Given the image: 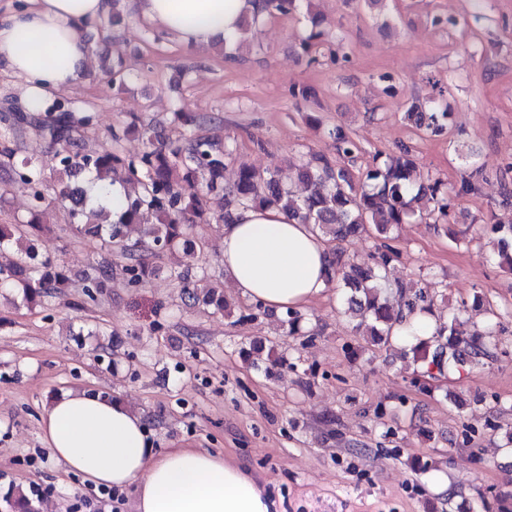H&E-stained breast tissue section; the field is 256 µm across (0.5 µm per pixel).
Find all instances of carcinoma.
Segmentation results:
<instances>
[{"label": "carcinoma", "mask_w": 512, "mask_h": 512, "mask_svg": "<svg viewBox=\"0 0 512 512\" xmlns=\"http://www.w3.org/2000/svg\"><path fill=\"white\" fill-rule=\"evenodd\" d=\"M303 0H256L251 17L243 19L238 37L247 35L263 16H290L298 12ZM0 118V141L8 142L26 128L56 147L58 180L54 184L27 160L11 167L6 185L23 186L35 209L53 200L67 209L73 231L116 247L127 260L123 272L133 288L144 286L158 268L145 250L181 256L183 269L175 276L185 284L184 292L193 303L203 304L224 316L232 314V304L224 289L207 282L191 281V273L201 247L194 227L209 221L205 199L213 192L224 193V223L233 221L236 211L248 206H275L309 224L315 233L342 243L361 233L371 232L386 238L394 226L416 216H447V204L438 197V181H422L414 176L416 164L408 147L382 166L367 170L361 187L352 183L347 170L335 168L323 156L313 155L300 164L296 174L307 193L298 195L285 186L275 171L239 168L227 185L224 172L233 161L234 150L196 133L158 141L149 126L131 124L144 141V150L136 158L126 159L119 150L128 128H112V146L88 151L81 133L95 120L91 112H77L54 101L42 112L8 109ZM449 113L414 101L405 119L418 129L442 133ZM337 153L352 160L356 143L338 127L331 132ZM99 183L107 188L119 183L127 190V207L117 222L112 208L89 195L87 185ZM44 231L39 224H0V251H12L16 258L0 267V288H9L21 301L34 306L47 297H55L69 287L68 270L59 260L36 252L34 236ZM497 235L498 265L512 271V224H494ZM138 235L132 239V235ZM397 258L389 247L381 249L371 266H361L334 248L331 273L345 290L347 307L342 314L356 320L355 330L374 345H391L393 328L408 315L433 312L437 289L429 283L394 285L387 280V267ZM108 270L93 268L84 277L82 304L94 302L106 288ZM304 317L289 311L280 320L287 335L300 330ZM469 320L462 312L439 321L429 340H420L410 348L412 361L442 372L450 366L478 365L496 357L498 336L503 326L496 315L489 317L484 331L467 329Z\"/></svg>", "instance_id": "obj_1"}]
</instances>
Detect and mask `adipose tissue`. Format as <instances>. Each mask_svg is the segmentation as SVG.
I'll use <instances>...</instances> for the list:
<instances>
[{
    "label": "adipose tissue",
    "mask_w": 512,
    "mask_h": 512,
    "mask_svg": "<svg viewBox=\"0 0 512 512\" xmlns=\"http://www.w3.org/2000/svg\"><path fill=\"white\" fill-rule=\"evenodd\" d=\"M0 13V65L24 82L27 111H44L52 92L81 81L90 52L84 27L112 0H28ZM137 16L197 49L237 32L252 0H131ZM224 273L241 296L281 313L303 309L331 288V253L309 225L273 207L237 211L222 229ZM51 456L96 487L132 489L134 512H275V503L239 464L198 448L157 451L140 414L121 398L71 389L42 408Z\"/></svg>",
    "instance_id": "ef3b65f1"
}]
</instances>
